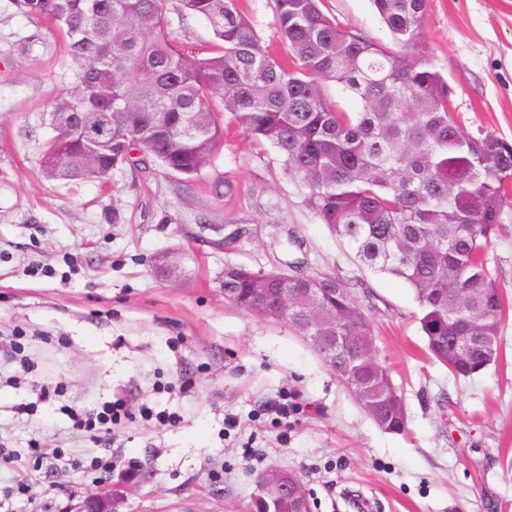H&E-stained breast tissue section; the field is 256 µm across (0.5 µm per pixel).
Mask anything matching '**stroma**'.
<instances>
[{"label":"stroma","instance_id":"stroma-1","mask_svg":"<svg viewBox=\"0 0 512 512\" xmlns=\"http://www.w3.org/2000/svg\"><path fill=\"white\" fill-rule=\"evenodd\" d=\"M321 8L390 44L371 0ZM165 21L186 50L214 43L180 0H168ZM65 46L49 19L0 0V336L22 335L30 363L0 358V512H68L130 468L142 475L116 512H249L271 469L301 477L312 512H512V314L499 361L455 378L426 355L412 289L361 268L280 154L234 129L205 183L154 164L115 170L106 186L45 178L42 114L74 81ZM413 52L447 78L466 134L512 142V0H429ZM169 251L180 257L173 282L152 264ZM486 254L512 307V206ZM291 263L349 283L403 398L404 433L381 430L288 322L225 300V266ZM41 385L56 395L39 398ZM283 397L287 417L266 410ZM117 398L178 420L136 414L107 447L73 431L68 410ZM32 440L63 449L66 463L30 470ZM95 456L111 457V472L90 469Z\"/></svg>","mask_w":512,"mask_h":512}]
</instances>
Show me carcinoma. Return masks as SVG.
<instances>
[{
    "instance_id": "carcinoma-1",
    "label": "carcinoma",
    "mask_w": 512,
    "mask_h": 512,
    "mask_svg": "<svg viewBox=\"0 0 512 512\" xmlns=\"http://www.w3.org/2000/svg\"><path fill=\"white\" fill-rule=\"evenodd\" d=\"M182 2L208 22L213 50L179 47L166 30V0H24L31 15L64 31L78 67L75 85L51 105L53 136L39 158L45 176L87 180L92 151L110 173L148 162L198 180L233 127L279 152L319 219L364 267L412 288L431 360L458 378L496 363L503 299L485 250L512 203V143L467 135L448 112V80L409 53L428 0H372L396 50L339 27L318 0H273L267 38L239 0ZM275 41L288 46L291 62L274 55ZM328 82L352 93L359 110L337 109L324 93ZM76 112L112 113V132L88 141L71 129ZM254 275L224 267V297L249 312ZM276 287L316 289V308H297L288 322L338 337L336 376L381 429L404 432L402 398L346 282L296 271ZM250 509L299 505L274 477L253 493Z\"/></svg>"
}]
</instances>
